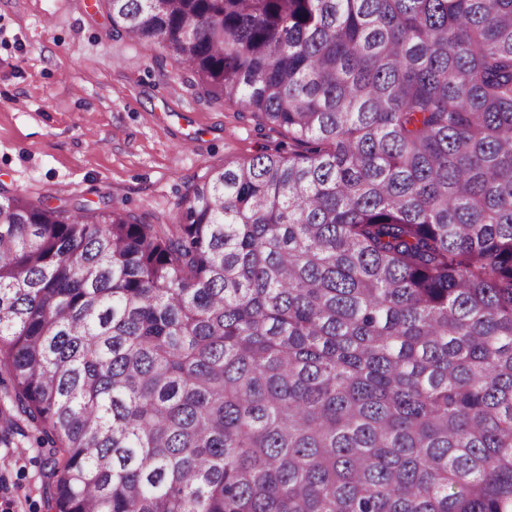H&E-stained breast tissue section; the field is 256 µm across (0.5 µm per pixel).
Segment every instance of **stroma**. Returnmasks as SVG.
<instances>
[{"instance_id": "35a3bbf8", "label": "stroma", "mask_w": 512, "mask_h": 512, "mask_svg": "<svg viewBox=\"0 0 512 512\" xmlns=\"http://www.w3.org/2000/svg\"><path fill=\"white\" fill-rule=\"evenodd\" d=\"M301 150L114 32L103 0H0L2 189L170 223L208 168ZM0 512H50L29 439L0 447Z\"/></svg>"}]
</instances>
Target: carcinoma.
<instances>
[{
    "mask_svg": "<svg viewBox=\"0 0 512 512\" xmlns=\"http://www.w3.org/2000/svg\"><path fill=\"white\" fill-rule=\"evenodd\" d=\"M304 154L171 224L0 194L3 437L55 512H512V0H106Z\"/></svg>",
    "mask_w": 512,
    "mask_h": 512,
    "instance_id": "1",
    "label": "carcinoma"
}]
</instances>
